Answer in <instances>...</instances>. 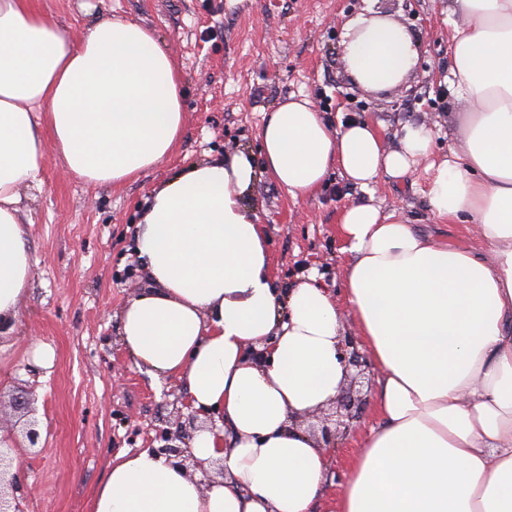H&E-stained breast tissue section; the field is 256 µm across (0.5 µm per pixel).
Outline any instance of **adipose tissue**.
Masks as SVG:
<instances>
[{"label": "adipose tissue", "instance_id": "adipose-tissue-1", "mask_svg": "<svg viewBox=\"0 0 512 512\" xmlns=\"http://www.w3.org/2000/svg\"><path fill=\"white\" fill-rule=\"evenodd\" d=\"M450 90L456 128L443 158L433 128L332 124L307 97L278 104L259 154L177 170L146 197L133 249L148 282L120 312L122 343L154 379L176 378L212 414L190 451L202 481L151 449L123 453L90 512H314L335 473L295 419L344 379L337 344L353 323L379 370L376 424L359 441L335 512H512V0H454ZM341 58L368 94L401 86L421 43L371 11L349 19ZM183 78L156 36L123 19L73 42L32 0H0V337L17 332L32 257L23 199L48 151L92 185L137 180L177 147ZM423 171L452 247L384 209L373 185ZM362 191L338 218L343 294L318 272L273 283L259 176L295 199L331 173Z\"/></svg>", "mask_w": 512, "mask_h": 512}]
</instances>
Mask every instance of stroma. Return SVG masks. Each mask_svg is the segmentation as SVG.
I'll return each mask as SVG.
<instances>
[{
    "label": "stroma",
    "mask_w": 512,
    "mask_h": 512,
    "mask_svg": "<svg viewBox=\"0 0 512 512\" xmlns=\"http://www.w3.org/2000/svg\"><path fill=\"white\" fill-rule=\"evenodd\" d=\"M69 38L121 18L152 30L175 58L185 86L186 121L169 157L138 180L91 186L48 152L40 189L25 200L28 245L36 259L16 334L0 338V385L37 397L45 452L24 448L17 466L27 512H89L110 459L124 450L161 447L158 432L187 424L192 412L180 381H153L119 336L118 315L146 281L131 250L144 199L174 171L234 150L259 152L258 132L291 96H308L330 114L382 123L386 135L427 123L435 152L448 151L455 115L446 78L453 62L452 0H373L424 44L407 81L374 96L351 82L341 60L346 21L363 0H35ZM421 174L382 178L376 200L399 208L436 239L473 244L461 224L430 213ZM338 173L315 195L296 200L269 177L253 190L278 288L317 271L340 291L348 259L338 215L361 198ZM50 346V373L31 353Z\"/></svg>",
    "instance_id": "1"
}]
</instances>
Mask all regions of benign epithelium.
<instances>
[{
    "label": "benign epithelium",
    "instance_id": "benign-epithelium-1",
    "mask_svg": "<svg viewBox=\"0 0 512 512\" xmlns=\"http://www.w3.org/2000/svg\"><path fill=\"white\" fill-rule=\"evenodd\" d=\"M340 361L344 366V383L330 402L332 412L321 420V439L329 445L345 434L360 421L366 405V397L362 393L361 386L370 380L371 364L366 355L358 349V343L352 336L341 337L338 343ZM12 408L17 414L15 425L21 426V431L28 440L30 446H35L40 440L38 420L35 418L33 398L29 396H15L12 398ZM185 432L162 429L159 438L166 445L158 449V452L177 460L182 465L191 454L186 449L175 444V441H183ZM13 467L12 449L0 447V512H23L21 498L17 496L19 485L15 475L11 473Z\"/></svg>",
    "mask_w": 512,
    "mask_h": 512
}]
</instances>
